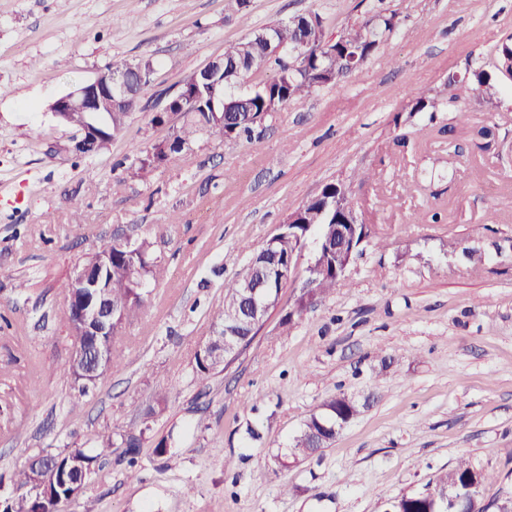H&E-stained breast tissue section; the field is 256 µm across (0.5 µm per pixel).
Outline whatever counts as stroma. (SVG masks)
Masks as SVG:
<instances>
[{
    "mask_svg": "<svg viewBox=\"0 0 512 512\" xmlns=\"http://www.w3.org/2000/svg\"><path fill=\"white\" fill-rule=\"evenodd\" d=\"M228 4L0 0V489L32 456L90 447L106 430L142 435L137 464L113 449L66 512H385L462 457L493 473L486 502L512 499V81L495 105L463 104L498 125L487 151L457 112L408 106L414 90L487 65L512 35V0H384L400 25L353 75L288 103L251 142L203 135L129 178L116 160L181 122L153 124L160 91L273 21L316 12L336 32L371 0ZM142 59L156 72L124 134L75 156L49 104L109 63ZM432 120L453 127L462 153L427 139ZM409 125L417 136L397 146ZM330 182L349 186L382 246L288 331L272 313L223 372L197 380L225 281L279 232L287 205ZM427 210L443 222H415ZM115 232L152 241L161 272L112 344L121 364L82 396L58 370L73 344L58 313L70 275ZM467 248L485 261L470 265ZM341 393L373 399L322 455L277 468L273 455ZM160 395L165 409L145 416ZM172 430L181 447L169 461L154 445Z\"/></svg>",
    "mask_w": 512,
    "mask_h": 512,
    "instance_id": "35a3bbf8",
    "label": "stroma"
}]
</instances>
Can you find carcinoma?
I'll return each mask as SVG.
<instances>
[{
    "label": "carcinoma",
    "instance_id": "obj_1",
    "mask_svg": "<svg viewBox=\"0 0 512 512\" xmlns=\"http://www.w3.org/2000/svg\"><path fill=\"white\" fill-rule=\"evenodd\" d=\"M371 24L354 23L344 28L335 40L330 42L319 14L299 15L296 19L279 21L254 30L244 39L224 47V60L233 70L227 72L232 83H252L251 88L234 91L229 86L216 90L211 95L206 91L195 97L190 108L182 113V124L174 129L171 136L150 148L141 151L131 163L120 160L116 166L125 169L131 178H143L148 172L160 167L170 156L191 148L198 136L208 132L217 136L226 146H235L241 140L252 139L260 125L254 118L260 115L271 117L288 103L309 96L314 90L331 85L337 80L352 75L377 51L380 42L390 35L400 23L396 12L381 8H371ZM314 18L320 24V31L311 33V40L305 47L302 66L291 68L281 57L266 51L258 36L272 30L278 41L288 46L298 42L302 21ZM512 56V36L498 43L490 52V70L478 69L463 78L449 77L445 89L429 94L417 92L411 96L410 112H442L449 104H458L473 96L480 95L488 103H493L495 79L503 76L497 64ZM274 69L273 77H267ZM137 104L109 114L108 132L103 143L112 141L127 128ZM495 127L483 125L470 131V140L484 151L495 140ZM291 212L303 211L301 225L303 232L312 226L314 236L321 241H330V247H322L314 255L318 267L316 277L317 300L324 299L341 279L336 268V231L333 225L345 221L356 210L348 190L341 183H328L321 192L297 207H287ZM295 247L288 238V226L274 236L273 245L264 252H257L251 269L255 282H265L270 287L273 266L288 267ZM109 253L112 268L105 270V285L108 289V302L112 308V334H117L145 304L149 290L147 286L155 278L159 267L158 258L153 256V243L146 238L132 235L112 236L100 253ZM246 303L240 277L224 282V300L211 314V326L217 334L226 332L233 324L229 316L243 309ZM305 308L292 306L280 310V326L290 328L299 320ZM195 374L201 381L208 380L218 369V362L207 352H198L194 357ZM362 405L338 403L331 399L322 404V410L306 418L298 433L289 445L292 455L307 459L321 451L320 435L325 428L336 423L337 418L348 419L361 412ZM116 445L112 434L101 433L93 441L94 453L83 448H67L57 453H41L32 457L33 465L19 469L13 479V494L0 503V512H65L71 503L68 497L69 483L74 480L76 470L72 461L78 460L85 472L92 475L102 466V461L112 455ZM44 470L55 475L46 490L30 492L32 474ZM493 474L485 469H476L470 461L460 459L451 470L439 474L433 484L448 485V481L458 484L463 491L478 483L486 485ZM403 512H448L445 504L431 495L417 493L401 495Z\"/></svg>",
    "mask_w": 512,
    "mask_h": 512
}]
</instances>
